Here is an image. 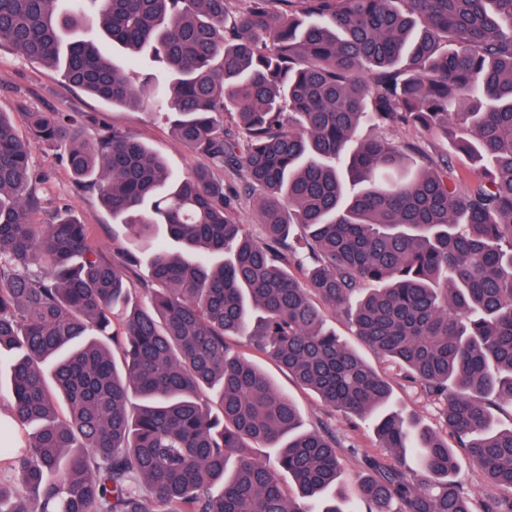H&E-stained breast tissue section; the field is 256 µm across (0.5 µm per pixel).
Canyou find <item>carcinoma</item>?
Here are the masks:
<instances>
[{
  "label": "carcinoma",
  "mask_w": 512,
  "mask_h": 512,
  "mask_svg": "<svg viewBox=\"0 0 512 512\" xmlns=\"http://www.w3.org/2000/svg\"><path fill=\"white\" fill-rule=\"evenodd\" d=\"M242 2L0 0V45L170 114L204 159L177 176L96 116L30 112L23 139L0 112V355L19 352L9 419L26 432L0 447L22 486L0 487V512H314L342 478L336 432L302 431L230 336L372 421L386 453L349 448L362 509L345 495L320 512H512V426L494 417L512 409V0ZM108 44L167 78L132 80ZM409 124L448 143L433 169L416 144L357 138ZM39 143L99 184L126 230L112 256L45 193ZM328 312L438 405L444 431L389 406L390 378ZM456 447L482 495L456 478ZM328 323L336 330V333L339 336L347 340L358 351L361 357L368 364L379 372H385L388 376L393 378L395 377V370H393L386 362L382 361V359H380L371 349L357 340L350 324L334 317L333 315H329Z\"/></svg>",
  "instance_id": "carcinoma-1"
}]
</instances>
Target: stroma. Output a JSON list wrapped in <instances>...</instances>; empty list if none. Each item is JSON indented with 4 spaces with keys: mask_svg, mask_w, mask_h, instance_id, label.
<instances>
[{
    "mask_svg": "<svg viewBox=\"0 0 512 512\" xmlns=\"http://www.w3.org/2000/svg\"><path fill=\"white\" fill-rule=\"evenodd\" d=\"M30 111L89 112L104 118L110 125L123 130L149 145L162 155L177 174L191 172L201 162L198 154L188 150L175 138L169 121L157 111L133 110L112 106L86 95L69 85L53 69L33 65L16 52L0 50V112L9 113L20 134H28L26 114ZM32 166L36 173L48 176L47 189L55 201L69 205L86 224L94 225L92 245L112 251V215L102 205L98 189L77 190L69 171L59 161V150L46 145L35 146ZM230 345L242 356L259 366L275 387L296 402L304 429L326 424L333 428L342 446L353 445L370 453L381 450L378 439L368 425L353 426L349 420L331 412L310 391L299 387L287 372L268 357L250 348L245 337L233 336Z\"/></svg>",
    "mask_w": 512,
    "mask_h": 512,
    "instance_id": "stroma-1",
    "label": "stroma"
}]
</instances>
